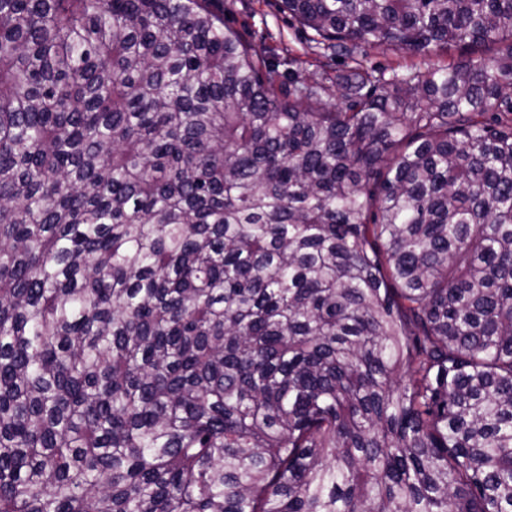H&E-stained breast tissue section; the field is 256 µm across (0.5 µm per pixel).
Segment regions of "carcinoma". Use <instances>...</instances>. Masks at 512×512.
<instances>
[{"mask_svg":"<svg viewBox=\"0 0 512 512\" xmlns=\"http://www.w3.org/2000/svg\"><path fill=\"white\" fill-rule=\"evenodd\" d=\"M214 3L0 0V512H512V0ZM224 21L250 40L271 59L294 57V66L308 75L326 62L318 49L308 41V35L279 12L278 0H221ZM367 55L362 57L358 56V59H363L364 63L369 66H377L388 69L387 76L391 68H396L400 73H404L411 66H419L426 68L427 66L439 65L447 61L446 56H429L424 57L413 54L409 51L391 52L385 51L382 47L375 46L367 49Z\"/></svg>","mask_w":512,"mask_h":512,"instance_id":"cac0c4a2","label":"carcinoma"}]
</instances>
